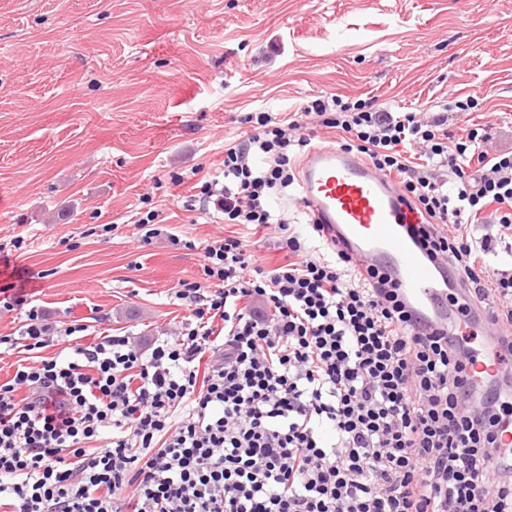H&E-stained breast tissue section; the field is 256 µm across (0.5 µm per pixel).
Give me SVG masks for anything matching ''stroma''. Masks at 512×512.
<instances>
[{"label": "stroma", "instance_id": "1", "mask_svg": "<svg viewBox=\"0 0 512 512\" xmlns=\"http://www.w3.org/2000/svg\"><path fill=\"white\" fill-rule=\"evenodd\" d=\"M457 114L512 151V0H0V336L28 302L91 335L173 333L171 296L200 251L244 237L257 265L277 234L186 210L221 174L246 113L291 117L315 95ZM151 194L177 234L141 241Z\"/></svg>", "mask_w": 512, "mask_h": 512}]
</instances>
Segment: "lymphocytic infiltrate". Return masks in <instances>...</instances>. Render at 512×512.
Listing matches in <instances>:
<instances>
[{"label":"lymphocytic infiltrate","mask_w":512,"mask_h":512,"mask_svg":"<svg viewBox=\"0 0 512 512\" xmlns=\"http://www.w3.org/2000/svg\"><path fill=\"white\" fill-rule=\"evenodd\" d=\"M443 112H392L339 96L292 120L248 114L224 148L221 178L196 201L224 223L283 232V264L254 265L240 237L207 243L203 281H181L188 311L148 346L129 335L83 344L86 327L30 308L7 350L61 355L18 363L0 383V512H512V449L498 434L512 378L493 376L472 409L465 338L417 328L397 289L317 245L269 198L293 185L308 122L402 178L428 221L420 241L448 256L468 297L512 327V267L489 269V242L463 227L512 232V152L489 151L487 127L461 134ZM500 461L487 469L491 452Z\"/></svg>","instance_id":"lymphocytic-infiltrate-1"}]
</instances>
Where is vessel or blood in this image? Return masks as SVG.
<instances>
[{
    "instance_id": "vessel-or-blood-1",
    "label": "vessel or blood",
    "mask_w": 512,
    "mask_h": 512,
    "mask_svg": "<svg viewBox=\"0 0 512 512\" xmlns=\"http://www.w3.org/2000/svg\"><path fill=\"white\" fill-rule=\"evenodd\" d=\"M299 202L311 223L322 225L325 245L344 251L355 268L379 269L407 298L426 329L448 328L459 336L484 335L470 348L476 370L500 359L495 341L501 329L478 309L450 313L437 279L448 274V259L430 257L411 231L424 218L400 185L378 172L363 155L334 145L310 150L298 166Z\"/></svg>"
}]
</instances>
